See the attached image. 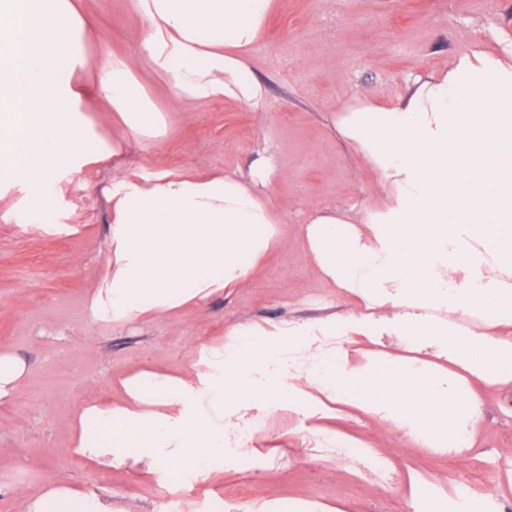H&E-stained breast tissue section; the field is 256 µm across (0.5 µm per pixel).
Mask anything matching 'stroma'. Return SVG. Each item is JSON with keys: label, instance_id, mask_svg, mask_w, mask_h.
I'll return each mask as SVG.
<instances>
[{"label": "stroma", "instance_id": "35a3bbf8", "mask_svg": "<svg viewBox=\"0 0 512 512\" xmlns=\"http://www.w3.org/2000/svg\"><path fill=\"white\" fill-rule=\"evenodd\" d=\"M98 31L92 67L109 54L135 53L142 21L127 0H84ZM512 36V0H277L251 74L267 91V109L246 112L224 100L172 113L166 135L132 144L121 170L73 176L54 225L0 219V351L22 358L20 392L0 403V512H23L20 491L63 474L88 493L130 512H168L170 500L197 512H465L455 477L472 471L477 495L512 507V387L488 402L475 448L466 457L410 442L388 424L335 406L329 431L373 446L392 465L382 482L373 464L343 459L325 439L308 437L279 412L252 423L251 451L224 460L203 478L142 476L103 470L72 452L66 421L89 395L114 396V379L132 370L178 373L202 347L219 343L244 321L308 322L350 310L351 301L321 283L304 250L303 226L319 209L358 217L382 200L377 176L345 142L339 106L372 92L395 99L416 78L450 64L476 43L497 49V31ZM270 159L267 191L282 217L262 273L246 287L215 295L166 320L95 327L84 316L106 257V189L115 173L156 167L208 174L249 171Z\"/></svg>", "mask_w": 512, "mask_h": 512}]
</instances>
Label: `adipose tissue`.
<instances>
[{"label":"adipose tissue","instance_id":"1","mask_svg":"<svg viewBox=\"0 0 512 512\" xmlns=\"http://www.w3.org/2000/svg\"><path fill=\"white\" fill-rule=\"evenodd\" d=\"M138 50L96 72L78 0H0V199L40 223L71 174L119 161L131 141L165 135L170 113L224 99L265 109L248 54L275 0H128ZM159 80L166 108L145 77ZM112 114L105 134L95 104ZM336 126L377 175L381 204L351 219L316 211L306 254L319 279L354 300L312 323H236L184 372L119 376L111 402H83L68 427L76 455L109 469L202 477L247 414L302 411L308 432L342 404L390 421L426 448L476 446L483 389L512 383V40L417 78L393 101L375 93ZM271 170L196 175L166 169L113 180L105 268L85 300L94 326L165 319L264 269L278 214ZM397 337L404 354L386 350ZM282 393V405L270 394ZM23 512H113L69 478L23 494Z\"/></svg>","mask_w":512,"mask_h":512}]
</instances>
